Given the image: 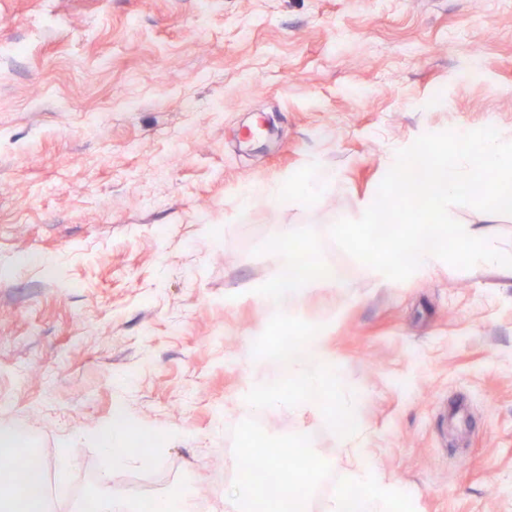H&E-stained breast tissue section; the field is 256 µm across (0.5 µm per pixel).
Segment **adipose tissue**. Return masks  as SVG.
Masks as SVG:
<instances>
[{
    "instance_id": "1",
    "label": "adipose tissue",
    "mask_w": 512,
    "mask_h": 512,
    "mask_svg": "<svg viewBox=\"0 0 512 512\" xmlns=\"http://www.w3.org/2000/svg\"><path fill=\"white\" fill-rule=\"evenodd\" d=\"M331 174L317 172L309 176L299 187L286 188L280 185H258L249 191L248 200L258 198L268 200L275 206L284 208H307L317 204L322 187L332 182ZM295 230L283 226L281 235L272 245L277 256L276 265L267 290L259 300L273 307L284 303H300L306 288L312 283V276L302 273L295 253L289 246ZM136 425L130 421L124 407H117L111 424L96 428L92 433L94 441L102 447V479H109L113 470L129 464L146 465L155 461L157 448H131L127 442ZM40 473H33L27 483H16L9 469H0V489L5 496L0 499V512H46V501L40 492Z\"/></svg>"
}]
</instances>
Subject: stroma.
Listing matches in <instances>:
<instances>
[{
	"mask_svg": "<svg viewBox=\"0 0 512 512\" xmlns=\"http://www.w3.org/2000/svg\"><path fill=\"white\" fill-rule=\"evenodd\" d=\"M0 426L55 478L124 402L171 432L153 497L215 493L282 225L346 288H308L359 392L356 441L414 512H512V268L374 287L329 229L426 133L512 135V0H0ZM336 180L315 207L258 184ZM466 399L476 422L447 419ZM342 478L322 415L267 413ZM333 181L329 173L318 171L316 176L311 172L305 183L299 187L284 185H257L247 194L246 200L251 202L257 198L272 202L277 208H307L317 204L322 187ZM30 428L21 423L0 428V458H11L27 447L30 442Z\"/></svg>",
	"mask_w": 512,
	"mask_h": 512,
	"instance_id": "35a3bbf8",
	"label": "stroma"
}]
</instances>
